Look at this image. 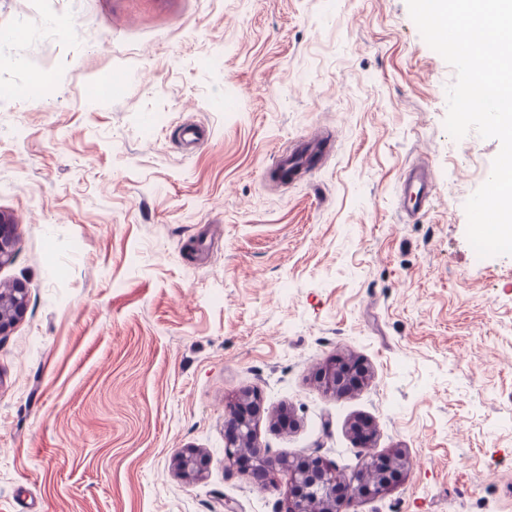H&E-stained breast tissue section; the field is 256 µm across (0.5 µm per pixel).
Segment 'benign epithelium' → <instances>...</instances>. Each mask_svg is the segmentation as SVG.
Returning <instances> with one entry per match:
<instances>
[{"instance_id": "1", "label": "benign epithelium", "mask_w": 512, "mask_h": 512, "mask_svg": "<svg viewBox=\"0 0 512 512\" xmlns=\"http://www.w3.org/2000/svg\"><path fill=\"white\" fill-rule=\"evenodd\" d=\"M14 225L0 216V266L13 257ZM10 307L0 308V337L8 334L11 327L24 315L27 306L26 288H11ZM354 361L349 358H333L321 367L315 380L334 393H344L354 384L364 383L366 375L356 376ZM259 406V396L244 391L226 401L225 460L236 467L245 461L256 483L262 487L286 480L288 493L278 512H307L311 501L325 505L324 512H354L361 500L385 496L398 486L397 477L409 467V459L399 449L385 456L369 455L363 466L350 475L342 473L335 465L320 456L301 460L270 458L261 449L254 431L253 416ZM176 473L183 479L201 477L208 468L206 454L197 448L184 449L175 459Z\"/></svg>"}]
</instances>
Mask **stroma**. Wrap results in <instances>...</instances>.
<instances>
[{"mask_svg": "<svg viewBox=\"0 0 512 512\" xmlns=\"http://www.w3.org/2000/svg\"><path fill=\"white\" fill-rule=\"evenodd\" d=\"M36 71L41 100L8 94ZM454 79L406 0H0V284L28 296L0 338V512H276L285 485L224 460L244 390L270 457L353 471L359 417L405 452L358 512H512V255L478 257L465 212L500 144L448 134ZM314 135V173L263 177ZM337 356L363 386L319 387ZM186 448L203 479L176 477ZM435 184V172L429 166H416L403 173L398 186V208L408 220H416L429 210ZM174 467L181 478L197 479L206 472L208 458L203 451L197 448H186L176 457Z\"/></svg>", "mask_w": 512, "mask_h": 512, "instance_id": "35a3bbf8", "label": "stroma"}]
</instances>
